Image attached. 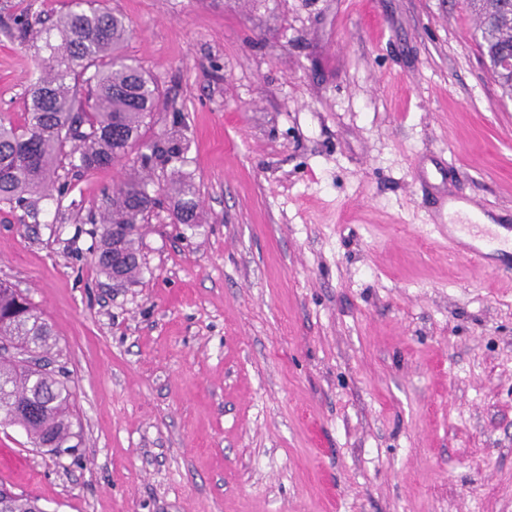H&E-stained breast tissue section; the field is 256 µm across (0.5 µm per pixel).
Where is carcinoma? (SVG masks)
<instances>
[{
  "instance_id": "carcinoma-1",
  "label": "carcinoma",
  "mask_w": 512,
  "mask_h": 512,
  "mask_svg": "<svg viewBox=\"0 0 512 512\" xmlns=\"http://www.w3.org/2000/svg\"><path fill=\"white\" fill-rule=\"evenodd\" d=\"M503 0H468L477 16L480 53L494 63L497 52L512 49V11ZM37 49L39 76L31 83L23 124L0 117V203L30 208L34 199L63 196L68 184H56L59 169L94 171L131 154L148 171L178 174L169 195L177 224H193L198 188L182 173L186 138L174 130L147 139L142 133L162 97L158 82L122 52L130 29L124 15L104 4L84 7V0L59 13L42 30ZM502 97L512 100V78L491 70ZM153 182L123 183L109 198L103 216L97 265L107 275L127 281L140 272L143 223L158 199ZM53 340L51 325L30 300L0 284V344L24 352L45 353ZM70 387L39 362L0 353V416L21 426L38 447L52 454L69 451ZM34 499L14 493L0 496V512H32Z\"/></svg>"
}]
</instances>
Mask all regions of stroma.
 <instances>
[{
  "instance_id": "35a3bbf8",
  "label": "stroma",
  "mask_w": 512,
  "mask_h": 512,
  "mask_svg": "<svg viewBox=\"0 0 512 512\" xmlns=\"http://www.w3.org/2000/svg\"><path fill=\"white\" fill-rule=\"evenodd\" d=\"M0 0V115L39 30ZM181 117L199 221L155 208L142 271L95 263L131 160L0 204V282L50 323L73 451L0 424V480L44 512H512V261L448 227L512 225V101L466 0H112ZM27 17L19 31V17Z\"/></svg>"
}]
</instances>
